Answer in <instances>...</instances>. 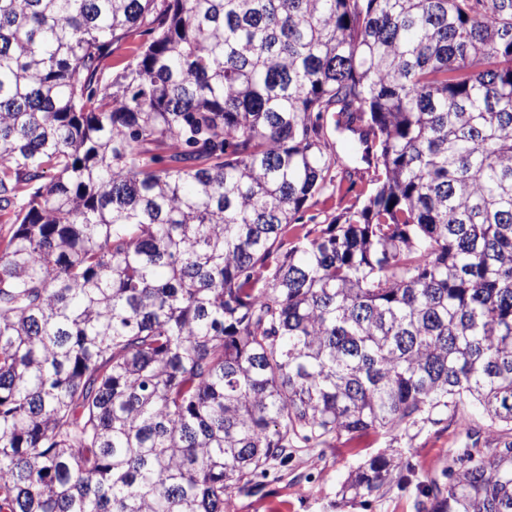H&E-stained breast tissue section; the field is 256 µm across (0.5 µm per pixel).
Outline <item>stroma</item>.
<instances>
[{"mask_svg":"<svg viewBox=\"0 0 512 512\" xmlns=\"http://www.w3.org/2000/svg\"><path fill=\"white\" fill-rule=\"evenodd\" d=\"M354 179V191L329 189L312 201L307 210V231L318 234L334 216L356 203L359 193L367 192L365 169H358ZM461 443V437L453 429L440 425L423 431L401 454L420 478L439 472L448 463L449 450L460 447ZM386 451L385 443L370 435L340 441L332 453L297 455L281 478L258 493L235 497L236 512H416V493L411 486L391 488L366 508L342 501L338 494L351 471L371 456Z\"/></svg>","mask_w":512,"mask_h":512,"instance_id":"1","label":"stroma"}]
</instances>
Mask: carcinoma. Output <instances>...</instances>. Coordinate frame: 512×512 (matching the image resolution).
I'll list each match as a JSON object with an SVG mask.
<instances>
[{
    "label": "carcinoma",
    "instance_id": "carcinoma-1",
    "mask_svg": "<svg viewBox=\"0 0 512 512\" xmlns=\"http://www.w3.org/2000/svg\"><path fill=\"white\" fill-rule=\"evenodd\" d=\"M330 115L374 188L287 241L355 186ZM2 217L0 512H224L441 424L417 512H512V0H0ZM148 38L149 36L145 33L138 32L129 37L126 41H123L115 46V49L112 52L111 71L113 74L122 70L126 63L132 59L134 49ZM365 167V165H358L359 169L354 175L356 185L352 192H346L348 183L344 182L340 191H333L332 187H330L311 202V206L305 212L303 220L305 224L304 232L310 231L311 238L319 234V231L326 227V224H328L334 216L356 203L358 200L356 195L358 193H366L369 191L371 186H367L368 182L366 180L367 174L364 169ZM310 217H314V219L310 220Z\"/></svg>",
    "mask_w": 512,
    "mask_h": 512
}]
</instances>
